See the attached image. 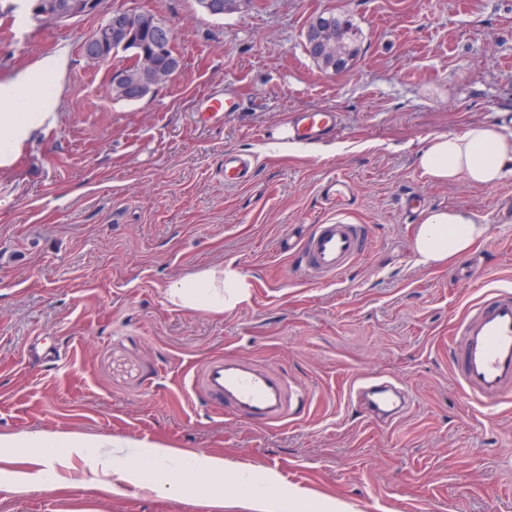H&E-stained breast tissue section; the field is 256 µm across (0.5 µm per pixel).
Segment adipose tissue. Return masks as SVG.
<instances>
[{"label": "adipose tissue", "mask_w": 512, "mask_h": 512, "mask_svg": "<svg viewBox=\"0 0 512 512\" xmlns=\"http://www.w3.org/2000/svg\"><path fill=\"white\" fill-rule=\"evenodd\" d=\"M41 74H28L19 84L0 87V103H20L24 109L0 116V165L9 163L31 133L51 115L54 103L37 91ZM423 175L435 183L466 181L474 187H493L512 179V134L474 124L460 132L430 136L416 156ZM488 231L486 224L462 208L426 210L414 230L413 248L420 263L436 266L466 254ZM250 285L234 267L226 264L207 268L176 283L168 290L171 302L186 310L213 313L236 307L248 300ZM120 438L91 436L77 432L0 434L1 448H31L38 469L29 481L55 490L64 484L65 470L80 459L90 482L103 489L129 482L148 491H158L156 474H164L170 489L186 488L199 480L217 487L211 506L243 501L252 512H338L337 501L314 497L292 488L283 489L271 470L240 473L222 456L188 451L164 443L144 444L131 457L120 454Z\"/></svg>", "instance_id": "ef3b65f1"}]
</instances>
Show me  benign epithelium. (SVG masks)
I'll list each match as a JSON object with an SVG mask.
<instances>
[{"label":"benign epithelium","mask_w":512,"mask_h":512,"mask_svg":"<svg viewBox=\"0 0 512 512\" xmlns=\"http://www.w3.org/2000/svg\"><path fill=\"white\" fill-rule=\"evenodd\" d=\"M34 10L42 19L63 22L71 17L85 15L94 10V0H37ZM336 39V28L331 25L319 27L313 33L312 47L321 49ZM169 31L145 34L143 27L127 10H112L111 31L104 38L92 34L82 44V51L89 59H110L118 53L128 55V63L134 66L143 78L142 98L166 83L175 73L168 52L171 48Z\"/></svg>","instance_id":"1"}]
</instances>
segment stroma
<instances>
[{
  "label": "stroma",
  "mask_w": 512,
  "mask_h": 512,
  "mask_svg": "<svg viewBox=\"0 0 512 512\" xmlns=\"http://www.w3.org/2000/svg\"><path fill=\"white\" fill-rule=\"evenodd\" d=\"M118 6L154 13L180 57L136 102L107 90L120 58L81 49ZM327 11L362 31L341 72L304 47ZM45 62L54 116L0 166V433L119 437L129 456L168 442L277 471L346 512H512V401L476 405L448 365L467 304L512 288V179L436 184L415 164L431 135L476 123L512 133V0H241L221 18L196 0H100L61 25L24 8L0 18V86ZM218 86L243 107L202 123L197 100ZM299 112L341 122L299 145L280 134ZM228 151L253 156L250 183L225 186ZM336 172L374 246L337 281L304 283L277 241L329 218L320 187ZM410 196L487 224L475 277H462L463 257L417 263ZM229 262L252 285L248 302L213 314L168 301L170 286ZM216 355L286 372L307 409L276 427L209 412L183 381ZM365 377L400 380L409 411L372 422L349 398ZM30 469L0 447V512H212L201 486L116 494L78 467L59 490L18 486Z\"/></svg>",
  "instance_id": "stroma-1"
}]
</instances>
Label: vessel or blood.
Wrapping results in <instances>:
<instances>
[{
  "label": "vessel or blood",
  "mask_w": 512,
  "mask_h": 512,
  "mask_svg": "<svg viewBox=\"0 0 512 512\" xmlns=\"http://www.w3.org/2000/svg\"><path fill=\"white\" fill-rule=\"evenodd\" d=\"M239 101L234 90L213 89L198 100V112L206 120H220ZM332 112H301L284 127V135L306 145L326 135L336 125ZM253 160L238 152L224 155V184H247ZM353 192L344 176H328L321 186L325 204L335 216L307 232L286 233L281 251L292 254L295 273L302 281L325 283L344 273L373 246L368 226L352 222L346 199ZM454 377L469 398L492 404L512 396V290L493 287L483 292L459 319L448 349ZM192 393L203 394L214 411L248 424L274 426L295 417L305 406L304 392L287 373L240 358L217 356L199 364L189 377ZM368 417L392 421L401 417L409 400L392 380L361 379L351 392Z\"/></svg>",
  "instance_id": "obj_1"
}]
</instances>
